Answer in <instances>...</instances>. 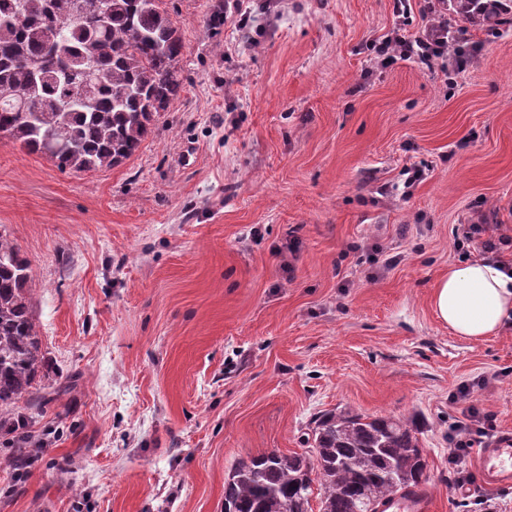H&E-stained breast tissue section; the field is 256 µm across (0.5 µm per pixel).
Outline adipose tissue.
Segmentation results:
<instances>
[{
  "instance_id": "ef3b65f1",
  "label": "adipose tissue",
  "mask_w": 512,
  "mask_h": 512,
  "mask_svg": "<svg viewBox=\"0 0 512 512\" xmlns=\"http://www.w3.org/2000/svg\"><path fill=\"white\" fill-rule=\"evenodd\" d=\"M432 307L457 336L486 339L512 320V275L491 259L449 265L433 288Z\"/></svg>"
}]
</instances>
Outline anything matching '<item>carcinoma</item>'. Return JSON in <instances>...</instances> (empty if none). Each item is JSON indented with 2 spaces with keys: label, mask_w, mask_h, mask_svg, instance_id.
Returning a JSON list of instances; mask_svg holds the SVG:
<instances>
[{
  "label": "carcinoma",
  "mask_w": 512,
  "mask_h": 512,
  "mask_svg": "<svg viewBox=\"0 0 512 512\" xmlns=\"http://www.w3.org/2000/svg\"><path fill=\"white\" fill-rule=\"evenodd\" d=\"M163 0H0V133L62 170L97 171L133 156L183 90L184 43ZM452 16L496 27L512 0H448ZM28 260L0 231V421L36 408L45 366ZM426 462L410 419L347 408L319 416L311 448L242 460L224 481L226 512H309L317 474L321 512H365L420 487Z\"/></svg>",
  "instance_id": "1"
}]
</instances>
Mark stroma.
<instances>
[{"mask_svg": "<svg viewBox=\"0 0 512 512\" xmlns=\"http://www.w3.org/2000/svg\"><path fill=\"white\" fill-rule=\"evenodd\" d=\"M163 6L183 90L135 155L62 171L0 138L46 351L42 413L0 429V512H224L238 461L307 451L343 407L419 424L433 512H512V487L448 482L460 383L496 374L472 401L512 432V327L465 340L430 303L458 225L512 234V24L467 26L464 67H384L424 0H245L243 29L224 0Z\"/></svg>", "mask_w": 512, "mask_h": 512, "instance_id": "1", "label": "stroma"}]
</instances>
